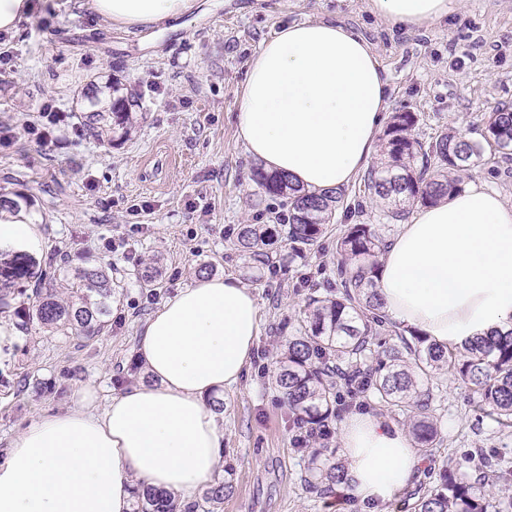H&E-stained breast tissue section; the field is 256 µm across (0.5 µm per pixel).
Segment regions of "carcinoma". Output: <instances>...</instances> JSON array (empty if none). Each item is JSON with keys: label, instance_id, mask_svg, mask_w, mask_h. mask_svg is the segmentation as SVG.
<instances>
[{"label": "carcinoma", "instance_id": "1", "mask_svg": "<svg viewBox=\"0 0 512 512\" xmlns=\"http://www.w3.org/2000/svg\"><path fill=\"white\" fill-rule=\"evenodd\" d=\"M79 105L86 109L83 118L90 136L110 145L114 135L126 138L135 129V108L141 105V96L125 92L122 83L111 78L100 85L90 83L81 92ZM416 124L414 113H395L380 136L379 161L363 176L365 190L383 204L389 221L404 220L410 203L433 204L460 191L467 171L490 162L484 154L486 144L512 160V107L497 105L485 113L479 140L453 131L424 140L415 134ZM251 177L263 193L288 203L287 237L293 258L306 257L308 247L326 234L340 208L359 217L340 230L335 269L323 284L309 286L305 309L293 331L282 337L274 361L275 385L296 433L318 432L328 438L340 416V390L358 391L409 414V432L420 453L431 459L440 443L431 382L441 371L466 384L486 415L512 427V329L446 350L416 330L391 322L376 289L387 242L378 225L362 220V203L344 205L346 189L342 187L309 192L287 175L261 167L254 168ZM275 233L268 224H242L235 246L260 269L271 262L266 246ZM62 278L64 294L57 287ZM115 288L110 264L76 268L60 264L31 289V306L17 315L44 329L95 336L107 326ZM296 451L310 453L312 477L304 478L310 492L324 495L347 482L345 465L327 446H299ZM482 465L483 482L495 486L512 482V469L500 461L485 458ZM232 492L229 481L209 485L203 493V502L210 505L206 512H217ZM201 508L197 501L141 486L134 512H199ZM494 508L492 498L458 475L449 459L414 506L415 512H491Z\"/></svg>", "mask_w": 512, "mask_h": 512}]
</instances>
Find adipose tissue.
I'll list each match as a JSON object with an SVG mask.
<instances>
[{"mask_svg":"<svg viewBox=\"0 0 512 512\" xmlns=\"http://www.w3.org/2000/svg\"><path fill=\"white\" fill-rule=\"evenodd\" d=\"M127 32L162 26L196 0H86ZM409 31L440 21L455 0H371ZM388 82L351 27L283 23L262 41L238 93L237 139L265 168L306 190L348 185L369 165L387 116ZM377 290L393 322L455 347L512 328V206L472 183L417 209L381 259ZM255 293L232 277L177 289L146 321L138 352L151 377L97 410L75 405L29 425L0 461V512H131L136 485L191 500L220 471L224 422L206 404L238 383L259 335ZM347 493L382 512L417 473L407 430L371 412L341 424Z\"/></svg>","mask_w":512,"mask_h":512,"instance_id":"ef3b65f1","label":"adipose tissue"}]
</instances>
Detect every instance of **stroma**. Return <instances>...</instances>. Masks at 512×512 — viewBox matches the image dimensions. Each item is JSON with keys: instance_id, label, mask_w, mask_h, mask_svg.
Listing matches in <instances>:
<instances>
[{"instance_id": "obj_1", "label": "stroma", "mask_w": 512, "mask_h": 512, "mask_svg": "<svg viewBox=\"0 0 512 512\" xmlns=\"http://www.w3.org/2000/svg\"><path fill=\"white\" fill-rule=\"evenodd\" d=\"M370 0H200L161 32L127 34L81 8L79 0H32L18 33L5 35L0 62V124L22 126L44 104L65 119L39 143L19 134L0 142V196L25 195L40 242L0 246V287L21 305L22 289L66 249L72 265L112 266L118 290L108 326L78 337L25 330L0 313V452L42 416L74 405L78 389L102 397L148 382L137 353L147 318L199 273L232 277L259 303L260 331L239 383L225 390V469L234 491L219 512H362L344 491L309 493L308 456L294 450L288 408L272 382L279 336L305 306L304 280L321 282L336 261L339 224L305 258L287 260L279 236L270 266L246 270L234 246L242 224H265L283 212L250 178L256 165L238 142L237 95L249 61L280 23L323 19L357 30L388 78L389 112H412L430 138L452 130L478 139L480 120L512 105V0H458L448 18L409 32L376 16ZM117 78L142 95L130 137L103 146L88 134L76 96L90 80ZM119 243L106 248L107 240ZM160 258L161 279L138 278ZM440 444L435 460L452 459L475 481V449L512 454V428L476 412L461 381H432Z\"/></svg>"}]
</instances>
